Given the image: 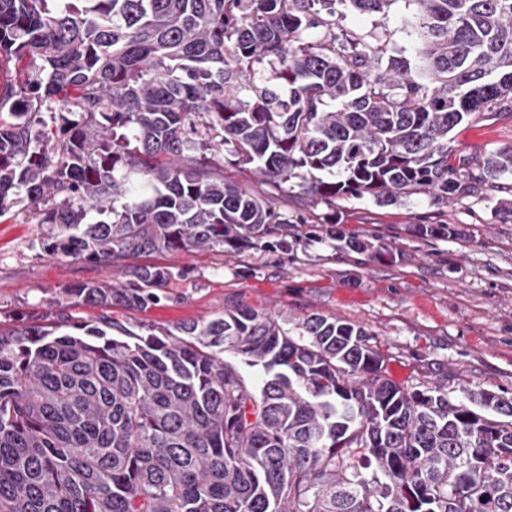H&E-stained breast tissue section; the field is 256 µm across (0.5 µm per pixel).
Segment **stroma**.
I'll return each instance as SVG.
<instances>
[{
  "label": "stroma",
  "mask_w": 512,
  "mask_h": 512,
  "mask_svg": "<svg viewBox=\"0 0 512 512\" xmlns=\"http://www.w3.org/2000/svg\"><path fill=\"white\" fill-rule=\"evenodd\" d=\"M451 137L457 153L474 157L511 145L512 112L459 126ZM499 199L490 192L437 205L414 195L380 208L368 199L332 206L278 198L276 210L303 223L318 226L332 214L345 235L381 238L391 258L345 253L317 237L287 252L157 253L143 264L187 272L170 284V299L110 314L135 329L161 328L246 305L276 315L292 335L308 314L334 315L374 336L390 358V377L402 386L437 383L453 398L465 387L512 393V216L503 214ZM417 224H449L456 234L422 240L412 232ZM47 232L25 210L0 217V323L99 320V308L59 310L56 294L77 282L123 281L108 266L44 255Z\"/></svg>",
  "instance_id": "obj_1"
}]
</instances>
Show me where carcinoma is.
Returning <instances> with one entry per match:
<instances>
[{
    "label": "carcinoma",
    "mask_w": 512,
    "mask_h": 512,
    "mask_svg": "<svg viewBox=\"0 0 512 512\" xmlns=\"http://www.w3.org/2000/svg\"><path fill=\"white\" fill-rule=\"evenodd\" d=\"M48 2L0 0V217L34 211L49 257L288 251L301 237L271 199L296 188L378 207L512 190V145L473 158L450 137L512 111V0ZM128 274L56 302L143 310L186 271ZM388 361L345 319L291 336L248 306L146 334L0 327V512H512V395L404 388Z\"/></svg>",
    "instance_id": "cac0c4a2"
}]
</instances>
